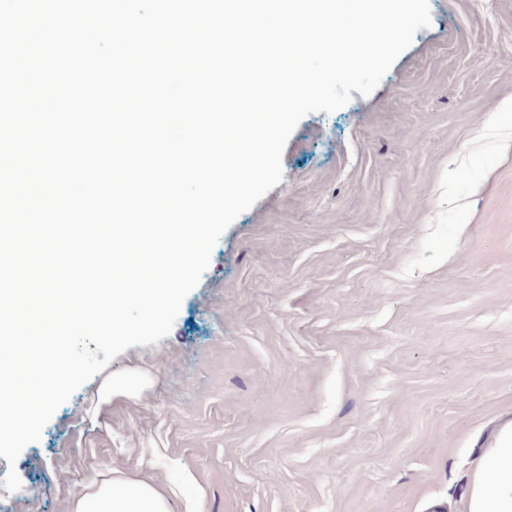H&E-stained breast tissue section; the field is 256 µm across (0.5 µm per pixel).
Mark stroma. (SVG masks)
<instances>
[{
  "mask_svg": "<svg viewBox=\"0 0 512 512\" xmlns=\"http://www.w3.org/2000/svg\"><path fill=\"white\" fill-rule=\"evenodd\" d=\"M429 6L369 96L300 121L170 333L0 457L8 512H71L109 467L173 512H464L512 421V0ZM143 384V378L135 373L112 376L101 390V398L109 400L114 395H131Z\"/></svg>",
  "mask_w": 512,
  "mask_h": 512,
  "instance_id": "obj_1",
  "label": "stroma"
}]
</instances>
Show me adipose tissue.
Segmentation results:
<instances>
[{
  "label": "adipose tissue",
  "instance_id": "ef3b65f1",
  "mask_svg": "<svg viewBox=\"0 0 512 512\" xmlns=\"http://www.w3.org/2000/svg\"><path fill=\"white\" fill-rule=\"evenodd\" d=\"M72 512H171V498L150 482L116 471L89 484ZM466 512H512V422L477 461Z\"/></svg>",
  "mask_w": 512,
  "mask_h": 512
}]
</instances>
